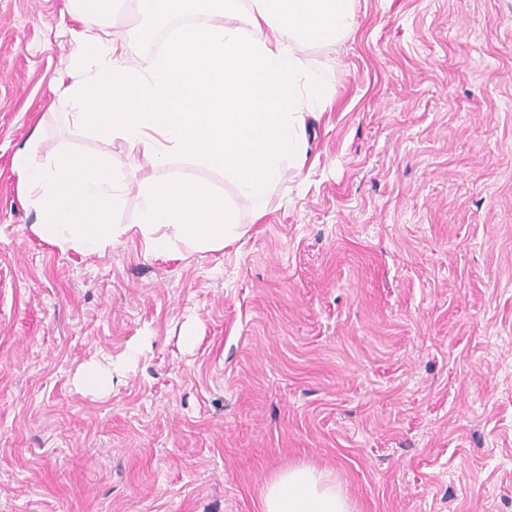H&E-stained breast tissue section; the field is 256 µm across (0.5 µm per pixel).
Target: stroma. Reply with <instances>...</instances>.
I'll list each match as a JSON object with an SVG mask.
<instances>
[{"label": "stroma", "mask_w": 512, "mask_h": 512, "mask_svg": "<svg viewBox=\"0 0 512 512\" xmlns=\"http://www.w3.org/2000/svg\"><path fill=\"white\" fill-rule=\"evenodd\" d=\"M309 158L262 199L68 125L83 25L0 0V512H262L304 463L354 512H512V0H356ZM104 153L130 186L209 182L218 251L42 240L22 149ZM266 214L254 220L256 206ZM112 367L109 392L79 367Z\"/></svg>", "instance_id": "obj_1"}]
</instances>
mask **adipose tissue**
Returning <instances> with one entry per match:
<instances>
[{"label":"adipose tissue","instance_id":"ef3b65f1","mask_svg":"<svg viewBox=\"0 0 512 512\" xmlns=\"http://www.w3.org/2000/svg\"><path fill=\"white\" fill-rule=\"evenodd\" d=\"M88 35L83 69L66 90L65 119L147 154L156 168L186 155L223 170L239 195L263 197L286 165L308 155L307 117L332 97L309 79L297 54L333 52L355 29V0H136L151 20L191 16L143 67L135 47L105 24L112 0H76ZM262 512H351L329 473L305 465L266 485Z\"/></svg>","mask_w":512,"mask_h":512}]
</instances>
